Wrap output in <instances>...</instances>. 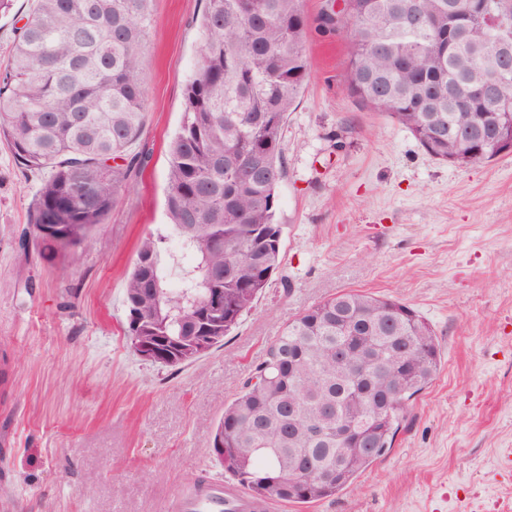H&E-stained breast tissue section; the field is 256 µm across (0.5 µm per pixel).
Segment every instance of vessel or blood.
Here are the masks:
<instances>
[{"mask_svg":"<svg viewBox=\"0 0 512 512\" xmlns=\"http://www.w3.org/2000/svg\"><path fill=\"white\" fill-rule=\"evenodd\" d=\"M167 512H260V507L248 494L212 476L179 490Z\"/></svg>","mask_w":512,"mask_h":512,"instance_id":"b4317fda","label":"vessel or blood"}]
</instances>
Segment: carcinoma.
<instances>
[{
	"mask_svg": "<svg viewBox=\"0 0 512 512\" xmlns=\"http://www.w3.org/2000/svg\"><path fill=\"white\" fill-rule=\"evenodd\" d=\"M321 29L347 40L345 85L410 131L432 158L468 166L512 152V124L476 93L489 79L512 95L499 34L475 0H342ZM152 0H35L0 68V138L17 163L48 177L32 206L40 255L77 260L124 184L144 125ZM302 0H206L201 50L169 144L166 210L191 263L166 287L154 241L137 252L126 310L162 351L193 336L209 349L238 328L283 262L277 220L282 129L310 75ZM482 137L481 156L474 139ZM374 363L373 380L355 372ZM440 367L434 329L400 300L342 291L290 320L224 408L217 461L261 502L331 498L392 447L409 400ZM399 384L383 416L365 408L363 439L336 426L363 389ZM322 424L319 440L303 428Z\"/></svg>",
	"mask_w": 512,
	"mask_h": 512,
	"instance_id": "carcinoma-1",
	"label": "carcinoma"
}]
</instances>
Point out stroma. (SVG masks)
Segmentation results:
<instances>
[{"label": "stroma", "mask_w": 512, "mask_h": 512, "mask_svg": "<svg viewBox=\"0 0 512 512\" xmlns=\"http://www.w3.org/2000/svg\"><path fill=\"white\" fill-rule=\"evenodd\" d=\"M205 0H153L134 165L74 266L22 251L47 175L0 140V512H165L223 476L214 427L288 319L342 290L394 296L434 328L441 364L389 452L335 498L268 512H512V153L432 159L344 83L345 40L309 30L311 77L282 132L283 268L223 346L141 360L121 332L145 239L180 258L165 211L167 144L201 47Z\"/></svg>", "instance_id": "35a3bbf8"}]
</instances>
